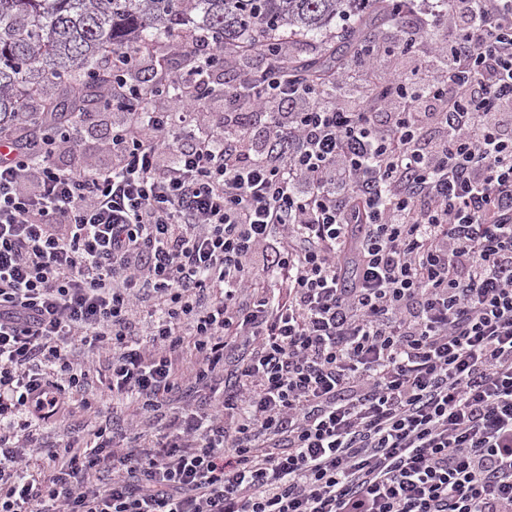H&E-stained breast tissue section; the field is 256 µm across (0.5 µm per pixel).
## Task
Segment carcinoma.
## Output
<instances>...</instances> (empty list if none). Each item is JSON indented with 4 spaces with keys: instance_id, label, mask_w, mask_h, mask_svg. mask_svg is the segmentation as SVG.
Wrapping results in <instances>:
<instances>
[{
    "instance_id": "cac0c4a2",
    "label": "carcinoma",
    "mask_w": 512,
    "mask_h": 512,
    "mask_svg": "<svg viewBox=\"0 0 512 512\" xmlns=\"http://www.w3.org/2000/svg\"><path fill=\"white\" fill-rule=\"evenodd\" d=\"M358 0H0V123L15 119L24 97L49 86L62 94L46 103L49 138L77 119L74 101L96 106L101 53L145 46L158 37L187 40L194 32L224 44L277 37L288 28L317 35ZM378 6L341 31L314 62L288 60L304 82L323 68L349 65L372 45L377 25L391 20Z\"/></svg>"
}]
</instances>
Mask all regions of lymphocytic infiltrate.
<instances>
[{
    "label": "lymphocytic infiltrate",
    "mask_w": 512,
    "mask_h": 512,
    "mask_svg": "<svg viewBox=\"0 0 512 512\" xmlns=\"http://www.w3.org/2000/svg\"><path fill=\"white\" fill-rule=\"evenodd\" d=\"M444 17L436 63L354 110L287 42L198 33L101 84L111 167L55 165L77 125L36 155L0 131V512H512V0ZM269 52L199 127L211 73ZM75 339L111 353L88 415L131 397L154 431L44 438Z\"/></svg>",
    "instance_id": "1"
}]
</instances>
